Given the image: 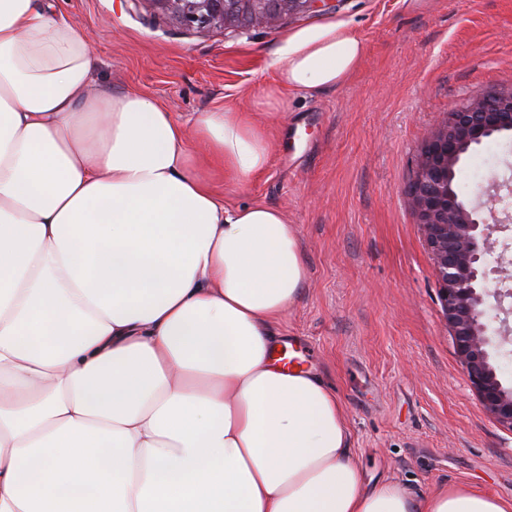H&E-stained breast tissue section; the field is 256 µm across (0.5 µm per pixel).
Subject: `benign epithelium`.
Returning a JSON list of instances; mask_svg holds the SVG:
<instances>
[{"label": "benign epithelium", "instance_id": "7a95c632", "mask_svg": "<svg viewBox=\"0 0 512 512\" xmlns=\"http://www.w3.org/2000/svg\"><path fill=\"white\" fill-rule=\"evenodd\" d=\"M153 14L188 31H239L276 27L285 17L327 0H140ZM512 135V89L480 93L446 113L415 158L408 188L440 284L441 306L458 357L485 409L512 430V385L500 378L497 348L509 342L511 288L489 286L488 256L509 264L512 212L496 210L504 182L491 194L488 211L469 206L455 190L462 158L483 142Z\"/></svg>", "mask_w": 512, "mask_h": 512}]
</instances>
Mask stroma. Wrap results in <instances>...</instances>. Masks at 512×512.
Returning <instances> with one entry per match:
<instances>
[{
	"label": "stroma",
	"mask_w": 512,
	"mask_h": 512,
	"mask_svg": "<svg viewBox=\"0 0 512 512\" xmlns=\"http://www.w3.org/2000/svg\"><path fill=\"white\" fill-rule=\"evenodd\" d=\"M88 43L99 86L134 90L186 120L250 113L277 142L265 172L236 185L208 163L209 187L234 205L285 209L306 280L279 325L308 371L336 393L365 486L396 481L417 499L464 485L512 503V430L485 410L457 356L433 261L407 195L414 159L444 115L480 92L512 88V0H334L274 29L185 31L135 0H54ZM343 23L363 40L341 85L288 92L281 38ZM466 157L460 184L512 181V137Z\"/></svg>",
	"instance_id": "1"
}]
</instances>
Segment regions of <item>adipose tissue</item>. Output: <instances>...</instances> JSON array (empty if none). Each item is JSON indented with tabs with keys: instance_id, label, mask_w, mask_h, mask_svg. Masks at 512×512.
<instances>
[{
	"instance_id": "ef3b65f1",
	"label": "adipose tissue",
	"mask_w": 512,
	"mask_h": 512,
	"mask_svg": "<svg viewBox=\"0 0 512 512\" xmlns=\"http://www.w3.org/2000/svg\"><path fill=\"white\" fill-rule=\"evenodd\" d=\"M363 53L342 23L288 34L268 104ZM94 80L63 18L0 0V512H512L366 488L336 395L276 363L300 243L283 210L225 203L187 143L242 184L270 163L263 127H187Z\"/></svg>"
}]
</instances>
